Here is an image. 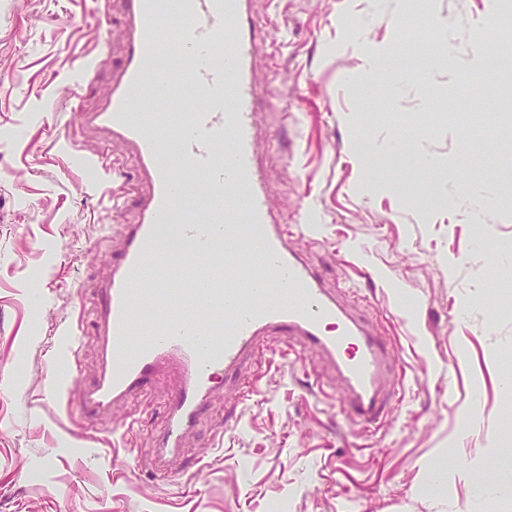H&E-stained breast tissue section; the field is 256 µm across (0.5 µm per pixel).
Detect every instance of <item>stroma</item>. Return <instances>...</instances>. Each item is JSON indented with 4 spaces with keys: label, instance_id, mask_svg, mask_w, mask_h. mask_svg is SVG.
Returning a JSON list of instances; mask_svg holds the SVG:
<instances>
[{
    "label": "stroma",
    "instance_id": "1",
    "mask_svg": "<svg viewBox=\"0 0 512 512\" xmlns=\"http://www.w3.org/2000/svg\"><path fill=\"white\" fill-rule=\"evenodd\" d=\"M495 0H435L452 16L454 67L398 79L368 73L365 48L418 50L432 27L405 33L401 0H255L267 25L260 69L277 98L265 103L260 152L283 223L321 217L318 243L299 250L359 314L394 337L405 376L387 422L366 429L336 402L341 385L314 383L315 356L266 355L247 410L217 390L185 448L183 465H208L191 483L163 486L151 472L157 406L114 407L91 447L67 438L48 378H71L79 409L98 369L97 285L107 278L133 209L107 216L98 173L53 141V116L72 120L108 91L123 55L119 10L112 52L86 80L94 51V0H0V512H485L467 474L511 457L512 65L494 67L476 32L512 37ZM369 82L371 96L361 84ZM401 141L400 154L388 152ZM440 161L452 179L429 173ZM496 195L473 220L472 184ZM41 283L42 300L28 296ZM81 330L68 357L64 325ZM143 423L131 454L106 429L133 411ZM223 432L222 455L210 444Z\"/></svg>",
    "mask_w": 512,
    "mask_h": 512
}]
</instances>
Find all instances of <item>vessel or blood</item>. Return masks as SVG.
I'll return each instance as SVG.
<instances>
[{
    "label": "vessel or blood",
    "instance_id": "vessel-or-blood-1",
    "mask_svg": "<svg viewBox=\"0 0 512 512\" xmlns=\"http://www.w3.org/2000/svg\"><path fill=\"white\" fill-rule=\"evenodd\" d=\"M188 22L168 38L162 0H122L125 58L110 90L78 126L130 149L139 185L135 217L124 227V246L99 288L100 359L81 402L88 422L117 404L149 398L163 370L176 385L162 400L163 427L155 437L152 471L174 482L173 462L225 379L255 385L251 367L270 351L311 352L342 384L346 418L370 428L384 423L402 376L391 358V339L326 287L296 252L294 236L315 238L319 218L282 224L270 205L259 153L260 100L271 86L259 78L264 39L253 22V0H181ZM228 42L223 66L210 62ZM185 55L180 76L157 71L162 49ZM178 149L171 163L157 161L169 133ZM101 173V194L124 202L123 162L99 154L81 157ZM177 246L160 252L162 225ZM259 225L261 252L251 255L248 228Z\"/></svg>",
    "mask_w": 512,
    "mask_h": 512
}]
</instances>
